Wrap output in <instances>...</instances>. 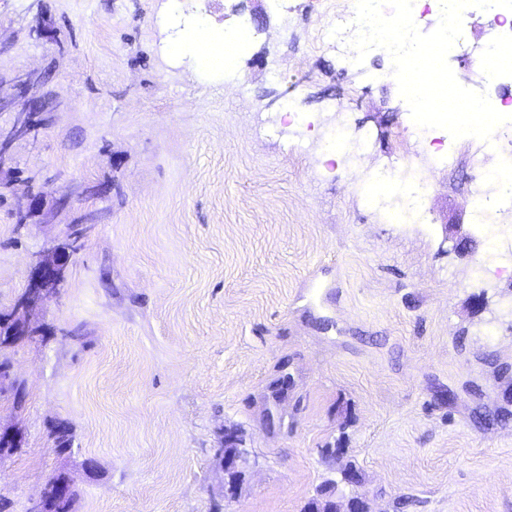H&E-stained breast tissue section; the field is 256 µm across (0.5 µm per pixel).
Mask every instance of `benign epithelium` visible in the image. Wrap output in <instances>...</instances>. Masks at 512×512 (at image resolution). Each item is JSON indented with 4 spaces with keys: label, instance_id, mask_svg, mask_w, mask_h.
Masks as SVG:
<instances>
[{
    "label": "benign epithelium",
    "instance_id": "1",
    "mask_svg": "<svg viewBox=\"0 0 512 512\" xmlns=\"http://www.w3.org/2000/svg\"><path fill=\"white\" fill-rule=\"evenodd\" d=\"M56 28L42 17L36 18L29 28V36L36 41H56ZM41 75L36 71H21L8 80L10 93L0 94V112H10L13 120L9 127L0 130V173L13 169L15 146L22 141L37 138L43 126L40 109L39 88ZM43 193H28L15 211V224L23 228L41 209ZM82 236L80 224L69 225L68 231L52 244L34 256L27 284L23 293L16 299L12 308L0 315V330L11 326L10 335L29 340L43 335V329L36 325L35 316L45 300L59 292L65 278V260L75 253ZM217 456L224 470L222 496L226 500L237 497L245 469L248 466L250 451L240 430L224 428V447L217 449ZM63 480H49L41 495L30 502L29 512H46V498L54 494L65 498L75 489L67 470H61Z\"/></svg>",
    "mask_w": 512,
    "mask_h": 512
}]
</instances>
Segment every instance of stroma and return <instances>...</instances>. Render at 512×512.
I'll list each match as a JSON object with an SVG mask.
<instances>
[{"instance_id": "35a3bbf8", "label": "stroma", "mask_w": 512, "mask_h": 512, "mask_svg": "<svg viewBox=\"0 0 512 512\" xmlns=\"http://www.w3.org/2000/svg\"><path fill=\"white\" fill-rule=\"evenodd\" d=\"M340 7L0 0V72L45 73L54 91L0 186V312L33 254L74 215L98 216L43 305L45 336L6 354L24 401L0 395V425L23 441L0 461V512H27L61 468L76 512H302L350 464L370 512H512V264L473 219L465 140L424 198L428 223H388L354 190L406 164L413 122L389 58L348 65L326 44ZM38 12L57 44L29 38ZM202 19L254 29L233 77L196 70ZM500 36L464 19L448 60L462 86L482 90L474 57ZM340 120L370 167L327 160ZM30 186L71 193V211L17 229ZM60 422L63 456L49 437ZM229 426L250 461L225 504L216 450ZM333 445L346 455L322 457Z\"/></svg>"}]
</instances>
